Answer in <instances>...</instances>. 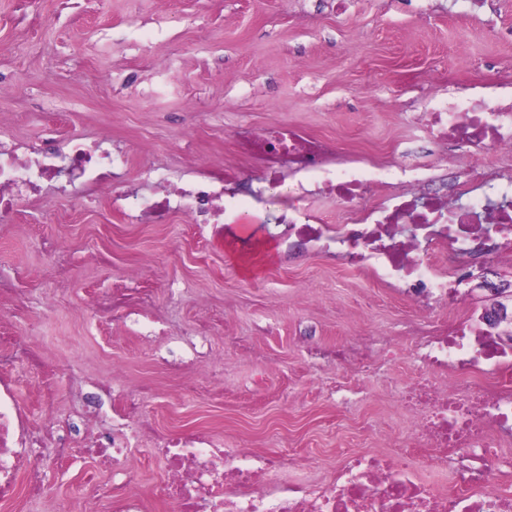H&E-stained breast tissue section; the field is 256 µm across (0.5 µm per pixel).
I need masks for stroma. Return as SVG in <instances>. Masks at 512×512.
Here are the masks:
<instances>
[{
    "instance_id": "1",
    "label": "stroma",
    "mask_w": 512,
    "mask_h": 512,
    "mask_svg": "<svg viewBox=\"0 0 512 512\" xmlns=\"http://www.w3.org/2000/svg\"><path fill=\"white\" fill-rule=\"evenodd\" d=\"M415 5L427 16L419 26L387 0L345 10L312 0H0V76L12 85L0 96V137L32 147L49 131L109 132L143 194L157 167L174 178L237 163L227 132L240 124H288L345 159L395 164L412 137L403 113L492 82L512 54V40L488 38L454 0ZM244 174L265 200L246 232L178 214L133 224L102 197L43 200L0 225V272L28 305L0 320V334L37 348L58 373L46 403L36 374L17 372L33 426L85 412L105 381L116 403L151 388L147 429L123 467L38 449L46 497L19 493L0 512H70L80 495L90 512H111L97 489L126 478L150 495L165 477L158 433L200 430L221 448L288 454V483L328 480L346 449L379 451L378 431L408 433L397 388L418 365L400 288L330 253H288L275 220L293 197L328 225L346 223L347 209L313 184L263 180L259 164ZM44 237L71 248L67 283L39 248ZM102 288H138L151 303L105 319L92 306ZM346 336L374 337L382 367L340 372L323 359Z\"/></svg>"
}]
</instances>
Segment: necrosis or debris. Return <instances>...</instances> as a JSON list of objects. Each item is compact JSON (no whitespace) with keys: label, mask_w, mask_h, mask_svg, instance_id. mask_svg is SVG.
Returning a JSON list of instances; mask_svg holds the SVG:
<instances>
[{"label":"necrosis or debris","mask_w":512,"mask_h":512,"mask_svg":"<svg viewBox=\"0 0 512 512\" xmlns=\"http://www.w3.org/2000/svg\"><path fill=\"white\" fill-rule=\"evenodd\" d=\"M406 121L431 148L464 150L466 171L435 178L429 164L358 165L340 159L328 143L291 126L263 131L235 128L230 138L238 154L261 163L265 178L282 175L313 181L318 193L348 205L352 224L329 226L306 205L289 206L280 218L289 250L327 241L336 256L354 266L369 265L384 284L405 286L411 304L409 332L420 363L399 386L412 423L408 443L389 436L377 453L347 452L324 482L281 484L283 454H256L219 448L202 434L164 436L155 453L166 478L151 498L129 482L100 487L114 512H146L147 500L175 503L179 512H512V487L498 482L505 466L501 450L512 437V385L496 372L511 353L484 321L435 322L428 305L449 309L467 300L465 287L474 266L501 258V241L512 237V175L501 173L488 151L512 155V101L491 102L466 92L432 98ZM123 154L84 136L51 140L31 152L16 141L0 140V223L16 219L46 186L65 178L63 194L93 192L123 201L139 220H158L177 210L191 224H220L254 207L257 189L240 186L237 168L181 183L158 172L148 195H129L116 184ZM402 185L375 208L361 201L374 186ZM35 371L43 399H52L57 373L34 347L0 336V497L14 494L19 474L26 492L41 499L44 478L35 448L56 443L62 458L87 454L115 468L127 456L140 401L126 400V421L104 433L96 415L85 417L80 446H71L54 427H31L16 396L18 366ZM456 469L455 478L435 486L420 467Z\"/></svg>","instance_id":"necrosis-or-debris-1"}]
</instances>
